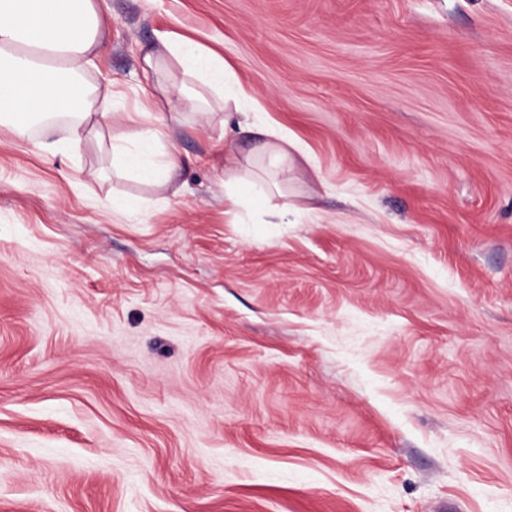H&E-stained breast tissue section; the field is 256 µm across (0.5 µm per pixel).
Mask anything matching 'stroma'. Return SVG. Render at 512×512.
Listing matches in <instances>:
<instances>
[{"label":"stroma","instance_id":"stroma-1","mask_svg":"<svg viewBox=\"0 0 512 512\" xmlns=\"http://www.w3.org/2000/svg\"><path fill=\"white\" fill-rule=\"evenodd\" d=\"M98 5L114 130L181 168L0 126V512H512V0ZM162 32L307 146L294 223L147 111Z\"/></svg>","mask_w":512,"mask_h":512}]
</instances>
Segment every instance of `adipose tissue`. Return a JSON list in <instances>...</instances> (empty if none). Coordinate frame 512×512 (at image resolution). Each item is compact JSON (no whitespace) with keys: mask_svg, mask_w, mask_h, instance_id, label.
<instances>
[{"mask_svg":"<svg viewBox=\"0 0 512 512\" xmlns=\"http://www.w3.org/2000/svg\"><path fill=\"white\" fill-rule=\"evenodd\" d=\"M106 27L97 0H0V125L25 140L38 117L70 115L67 149L96 139L118 160L120 171L164 186L180 167L167 147L166 129L150 122L112 136V93L88 78ZM141 63L145 78L165 99L180 92L204 112L208 105L202 92L210 90L220 100L219 123L225 131L258 140L252 156L231 149L224 154L228 201L269 200L281 190V174L296 159H309L302 142L263 119L260 104L209 49L165 32L143 52Z\"/></svg>","mask_w":512,"mask_h":512,"instance_id":"ef3b65f1","label":"adipose tissue"}]
</instances>
